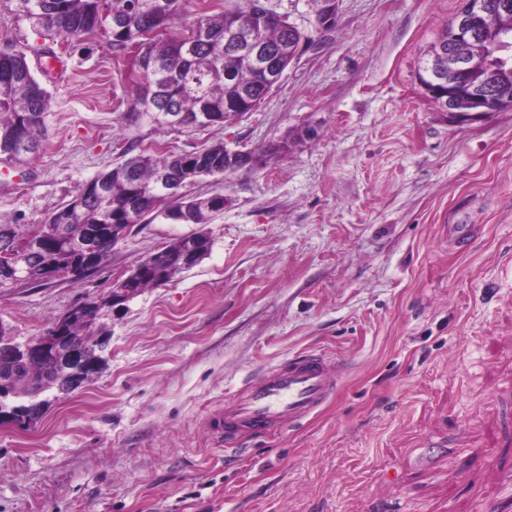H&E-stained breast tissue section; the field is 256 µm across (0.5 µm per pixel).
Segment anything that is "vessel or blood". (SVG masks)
<instances>
[{
    "instance_id": "obj_1",
    "label": "vessel or blood",
    "mask_w": 512,
    "mask_h": 512,
    "mask_svg": "<svg viewBox=\"0 0 512 512\" xmlns=\"http://www.w3.org/2000/svg\"><path fill=\"white\" fill-rule=\"evenodd\" d=\"M342 367L317 351H306L265 369L243 383L208 420L218 446L236 448L245 439L268 437L317 412L334 394Z\"/></svg>"
}]
</instances>
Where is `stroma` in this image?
<instances>
[{"label":"stroma","instance_id":"1","mask_svg":"<svg viewBox=\"0 0 512 512\" xmlns=\"http://www.w3.org/2000/svg\"><path fill=\"white\" fill-rule=\"evenodd\" d=\"M460 0H269L307 37L258 109L202 128H120L137 74L101 35L61 42L0 8L51 95L38 152L0 157V224L44 223L121 161L222 142L293 145L208 177L211 223L135 225L78 282L0 289L17 343L106 295L174 239L211 249L108 316L105 363L29 427L0 424V512H512V110L458 123L416 79ZM312 137H303L304 129ZM344 364L301 426L229 455L206 418L268 366Z\"/></svg>","mask_w":512,"mask_h":512}]
</instances>
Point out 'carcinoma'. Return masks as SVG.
<instances>
[{"label":"carcinoma","mask_w":512,"mask_h":512,"mask_svg":"<svg viewBox=\"0 0 512 512\" xmlns=\"http://www.w3.org/2000/svg\"><path fill=\"white\" fill-rule=\"evenodd\" d=\"M13 12L26 17L34 27L50 37L79 41L100 32L108 35L109 45L117 55L128 44L140 39L142 28L150 25L148 6L153 0H7ZM169 8L160 19L164 33L143 45L146 59L139 75L136 95L128 103L127 121L148 117V125L167 128L172 113L187 112L207 124L211 116H224L230 106L240 103L239 111L259 106L271 90L234 48L224 43V33L234 24L247 22L255 15L254 0H244L212 14L202 11L191 23L175 26L181 18L183 0H168ZM125 17L131 24L124 30L112 28V19ZM256 33L267 45L271 58L287 68L300 51L304 36L288 22L265 21L256 25ZM50 109V93L34 75L26 53L11 45L0 52V156L12 160L22 156L20 144H31L36 152L45 132V118ZM288 151V142L272 144L261 153H251V171L266 163V158ZM124 160L76 190L72 199L47 220L63 224L69 240L86 239L87 231L100 226L96 264L112 251L107 234L113 224H140L165 220L179 223L177 216L188 214L190 223L207 224L220 209L212 206V196L191 197L182 192L188 184L213 177L224 179V144L219 142L201 150L158 156L131 141ZM166 173L175 182L176 196L161 202L154 192L156 178ZM33 226L0 224V268L8 264L5 241L24 240ZM189 245L181 237L154 253L147 264L138 259L133 273L136 292L173 281L178 273L172 267L181 249ZM34 259L51 271H65L68 279L80 281L89 269L83 267L78 249L61 242L39 250ZM108 335L106 327L95 319L76 317L65 326L63 335L78 338L91 326Z\"/></svg>","instance_id":"1"}]
</instances>
